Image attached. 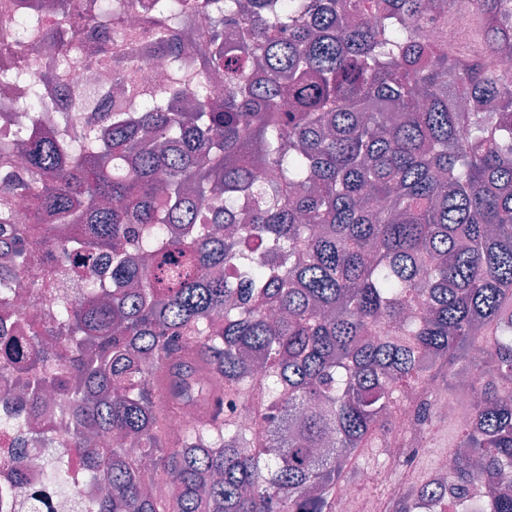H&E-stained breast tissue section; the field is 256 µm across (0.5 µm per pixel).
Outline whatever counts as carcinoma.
<instances>
[{"instance_id": "carcinoma-1", "label": "carcinoma", "mask_w": 512, "mask_h": 512, "mask_svg": "<svg viewBox=\"0 0 512 512\" xmlns=\"http://www.w3.org/2000/svg\"><path fill=\"white\" fill-rule=\"evenodd\" d=\"M59 14L82 32L112 0ZM173 79L133 112L45 130V74L17 166L0 146V225L26 198L45 224L0 250V321L11 273L73 263L84 291L58 301L55 337L32 338L18 422L71 395L69 445L108 493L89 512H334L363 448L435 446L448 425L452 512H512V0H125ZM208 20L193 32L177 23ZM26 37L78 60L25 12ZM261 169L265 177L253 178ZM0 332V354L19 357ZM466 419L437 415L463 374ZM202 376L211 404L171 428ZM416 427L392 438L404 396ZM248 398L252 426L224 414ZM443 488L410 485L393 512Z\"/></svg>"}]
</instances>
